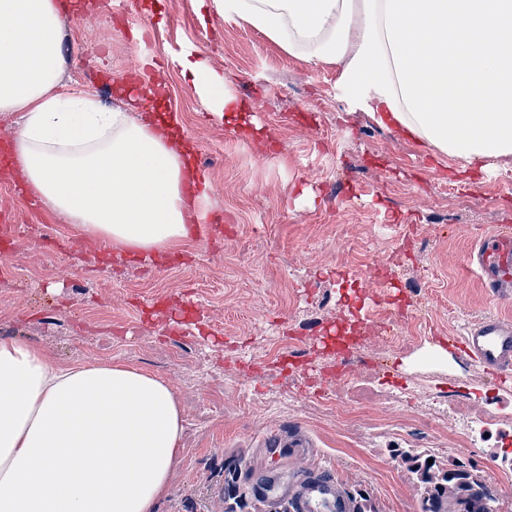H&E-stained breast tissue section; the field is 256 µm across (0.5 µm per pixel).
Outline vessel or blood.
<instances>
[{"instance_id":"vessel-or-blood-1","label":"vessel or blood","mask_w":512,"mask_h":512,"mask_svg":"<svg viewBox=\"0 0 512 512\" xmlns=\"http://www.w3.org/2000/svg\"><path fill=\"white\" fill-rule=\"evenodd\" d=\"M493 298L512 297V228L504 226L484 235L469 255ZM464 353L491 374H512V320L490 315L468 331ZM293 512H346V501L325 474H313L300 482L293 494Z\"/></svg>"}]
</instances>
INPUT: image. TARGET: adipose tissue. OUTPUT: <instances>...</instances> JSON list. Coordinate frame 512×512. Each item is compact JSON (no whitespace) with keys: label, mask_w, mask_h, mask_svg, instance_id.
I'll return each mask as SVG.
<instances>
[{"label":"adipose tissue","mask_w":512,"mask_h":512,"mask_svg":"<svg viewBox=\"0 0 512 512\" xmlns=\"http://www.w3.org/2000/svg\"><path fill=\"white\" fill-rule=\"evenodd\" d=\"M288 55L332 65L352 109L454 161L512 164V0H214ZM55 0H0V112H17L14 169L46 208L145 258L190 241L206 192L175 116L63 89ZM227 121L245 105L206 60L172 56ZM182 411L160 376L120 362L62 366L0 340V512H156Z\"/></svg>","instance_id":"ef3b65f1"}]
</instances>
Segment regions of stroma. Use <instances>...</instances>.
I'll return each instance as SVG.
<instances>
[{"mask_svg":"<svg viewBox=\"0 0 512 512\" xmlns=\"http://www.w3.org/2000/svg\"><path fill=\"white\" fill-rule=\"evenodd\" d=\"M61 19L70 35L65 85L102 94L138 78L143 60L184 49L230 82L260 125L247 138L211 116L180 70L163 98L207 171L216 223L175 251L142 260L104 246L14 189L0 168V338L22 337L60 364L113 360L162 376L183 411L170 490L157 512H284L243 496L279 478L265 438L282 433L288 477L322 472L375 512H422L423 491L400 454L481 476L512 512V379L469 364L454 337L490 314L512 319L467 262L478 233L512 225V165L467 181L455 163L351 111L336 69L289 56L214 5L81 0ZM312 203H298L302 188ZM389 269L346 379L319 348L325 328L354 325L356 295ZM446 354L435 358L433 345ZM497 416L478 446L461 435L454 402Z\"/></svg>","mask_w":512,"mask_h":512,"instance_id":"stroma-1","label":"stroma"}]
</instances>
